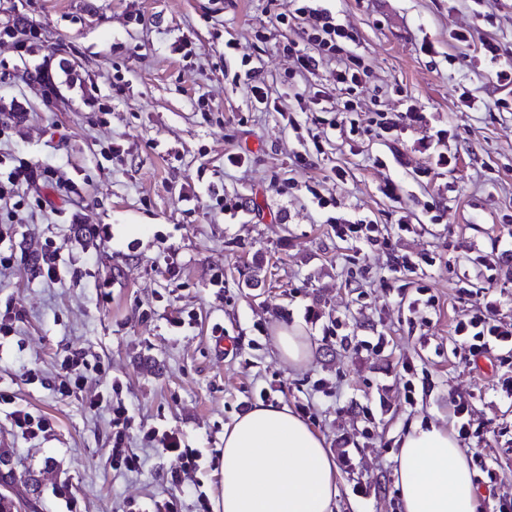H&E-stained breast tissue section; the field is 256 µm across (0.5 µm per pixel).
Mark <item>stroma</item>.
Here are the masks:
<instances>
[{"mask_svg":"<svg viewBox=\"0 0 512 512\" xmlns=\"http://www.w3.org/2000/svg\"><path fill=\"white\" fill-rule=\"evenodd\" d=\"M326 5L353 28L345 48L369 69L365 102L337 130L332 113L314 115L340 95L329 65L298 85L286 76L283 46L297 28L252 34L288 0H0V28L38 31L25 52L0 35V123L23 114L0 136V159L50 166L79 188L75 198L45 191L46 208L0 223V251L12 256L0 267V321L12 328L0 340V391L12 397L0 406V453L13 512H67L69 500L76 512H200L204 497L220 512L224 428L262 401L324 436L341 470L338 512H401L395 441L414 420L452 422L459 394L472 402L465 446L493 472L477 486L479 512L512 501V397L499 386L512 359L476 367L453 332L487 286L512 324V110L499 107L496 82L512 64V0ZM230 35L239 50L228 56ZM488 39L496 57L483 52ZM246 57L277 111L232 85ZM373 97L394 112L414 107L420 122L381 135ZM442 152L456 155L453 172L436 168ZM315 183L335 206L317 205ZM360 219L373 241L337 234ZM47 242L69 267L57 281L37 273ZM494 252L489 273L479 259ZM397 256L412 268H394ZM278 323L308 337L303 368L279 359ZM356 336L383 343L356 351ZM71 352L89 371L64 396ZM116 403L135 471L112 463ZM16 410L50 430L22 435ZM154 426L196 456L178 484L174 459L143 434Z\"/></svg>","mask_w":512,"mask_h":512,"instance_id":"obj_1","label":"stroma"}]
</instances>
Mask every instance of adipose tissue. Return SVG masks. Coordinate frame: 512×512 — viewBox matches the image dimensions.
<instances>
[{
    "label": "adipose tissue",
    "mask_w": 512,
    "mask_h": 512,
    "mask_svg": "<svg viewBox=\"0 0 512 512\" xmlns=\"http://www.w3.org/2000/svg\"><path fill=\"white\" fill-rule=\"evenodd\" d=\"M403 512H478L469 456L446 424L416 421L394 471ZM340 470L302 417L257 403L224 429L223 512H335Z\"/></svg>",
    "instance_id": "adipose-tissue-1"
}]
</instances>
